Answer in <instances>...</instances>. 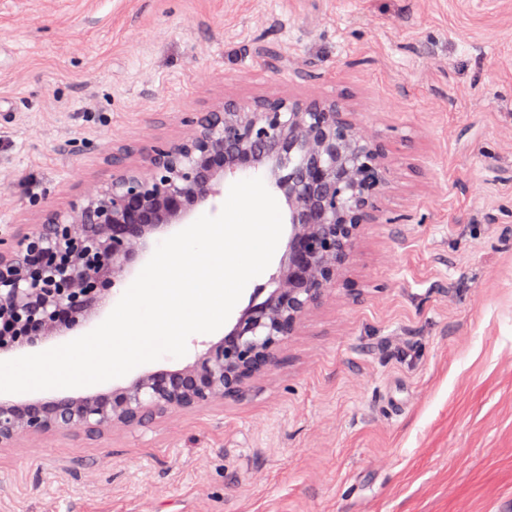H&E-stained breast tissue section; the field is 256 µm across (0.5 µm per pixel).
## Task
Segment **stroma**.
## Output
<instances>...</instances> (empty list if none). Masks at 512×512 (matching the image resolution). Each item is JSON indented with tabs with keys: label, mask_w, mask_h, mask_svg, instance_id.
<instances>
[{
	"label": "stroma",
	"mask_w": 512,
	"mask_h": 512,
	"mask_svg": "<svg viewBox=\"0 0 512 512\" xmlns=\"http://www.w3.org/2000/svg\"><path fill=\"white\" fill-rule=\"evenodd\" d=\"M271 93L383 146L378 222L241 396L0 448V512L512 507V0H0V234Z\"/></svg>",
	"instance_id": "35a3bbf8"
}]
</instances>
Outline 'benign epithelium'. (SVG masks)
<instances>
[{"mask_svg": "<svg viewBox=\"0 0 512 512\" xmlns=\"http://www.w3.org/2000/svg\"><path fill=\"white\" fill-rule=\"evenodd\" d=\"M189 127L153 145L141 166L112 156L110 183L0 237V353L82 329L112 298L149 234L183 223L226 176L263 167L287 202L292 228L273 289L182 369L148 372L107 393L0 400V448L72 430L98 437L240 396L335 283L360 226L379 220L385 153L339 100L229 98L195 113Z\"/></svg>", "mask_w": 512, "mask_h": 512, "instance_id": "7a95c632", "label": "benign epithelium"}]
</instances>
